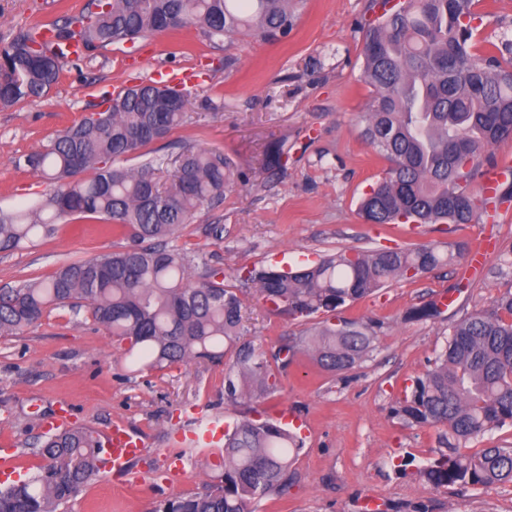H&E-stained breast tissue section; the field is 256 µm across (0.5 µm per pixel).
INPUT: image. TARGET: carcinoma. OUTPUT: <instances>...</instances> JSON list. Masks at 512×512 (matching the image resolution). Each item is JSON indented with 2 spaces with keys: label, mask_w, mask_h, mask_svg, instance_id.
Masks as SVG:
<instances>
[{
  "label": "carcinoma",
  "mask_w": 512,
  "mask_h": 512,
  "mask_svg": "<svg viewBox=\"0 0 512 512\" xmlns=\"http://www.w3.org/2000/svg\"><path fill=\"white\" fill-rule=\"evenodd\" d=\"M478 0H370L375 19L363 31V79L374 91L362 136L389 163L385 175L361 200L370 224H469L489 216L491 200L473 182L488 148L512 137V43H490L483 54L473 42L482 20ZM293 0H87L75 14L51 22L50 43L33 29H20L0 47V105L40 98L64 71V47L105 49L146 34L199 28L216 42L235 35H286ZM142 82L115 105L84 116L40 149L17 157L15 167L54 185L38 204L0 213V252L53 238L59 225L97 221L119 229L132 244L89 261L59 267L49 278L0 288V336L36 325L58 305L86 310L112 335L164 368L193 360H217L224 342L238 336L241 299L208 270L189 282L193 260L163 244L190 223L201 206L221 200L240 173L223 153L183 147L169 185L157 173L164 157L144 149L179 126L189 104L180 93L166 110L154 107L155 92ZM137 155L135 168L114 166ZM284 143L265 153L267 169H285ZM91 176L83 178V174ZM448 262L433 244L409 249L339 252L295 270L262 269L250 276L272 311L294 318L330 313L364 298L387 281L414 278ZM374 336L368 327L341 320L303 331L299 342L323 370L354 368ZM285 346L267 359L243 347L238 371L225 378L237 399L275 388L273 368L291 360ZM394 414L416 425H442L446 432L420 477L435 487L512 483V446H491L463 455L457 444L512 424V291L457 320L445 350L416 379ZM300 440L273 421L245 420L225 434L224 471L201 492L168 499L153 512H249V504L280 492ZM46 464L26 481L0 487V512H57L95 478L106 449L95 432L62 427L40 442Z\"/></svg>",
  "instance_id": "carcinoma-1"
}]
</instances>
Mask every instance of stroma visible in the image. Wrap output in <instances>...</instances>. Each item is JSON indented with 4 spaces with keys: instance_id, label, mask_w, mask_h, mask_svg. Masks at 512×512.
<instances>
[{
    "instance_id": "1",
    "label": "stroma",
    "mask_w": 512,
    "mask_h": 512,
    "mask_svg": "<svg viewBox=\"0 0 512 512\" xmlns=\"http://www.w3.org/2000/svg\"><path fill=\"white\" fill-rule=\"evenodd\" d=\"M86 0H0V45L22 28L78 11ZM369 0H296L288 36H233L211 43L185 29L119 43L69 62L50 92L0 107V212L31 204L49 182L13 161L55 138L82 115L105 104L113 87L167 82L184 75L190 95L185 123L152 143L165 156L191 144L223 152L246 174L214 204L200 207L170 238L193 259L194 282L205 269L223 271L239 288L240 334L222 361H193L163 370L134 365L118 341L87 312L58 307L38 325L0 337V442L12 448V479L35 475V449L58 416L106 436L124 424L145 443L131 468L139 483H117L101 470L67 512H151L160 501L197 492L223 471L222 438L237 422L278 420L303 440L283 492L252 501L251 512H512V483L437 488L417 472L440 448L441 430L392 413L404 389L423 376L445 347L451 324L512 290V222L485 224H369L361 198L388 163L361 137L373 95L362 78L363 34ZM477 43H512V0H480ZM288 147L285 171L264 167L267 145ZM490 235L497 254L482 273L465 279V255ZM118 231L71 223L45 243L0 252V288L51 276L61 265L127 246ZM436 244L453 259L415 279H395L334 313L294 319L273 313L246 277L263 268H296L339 251ZM448 294L440 318H410L412 308ZM372 324L370 352L353 369H320L298 345L302 330L338 318ZM288 345L294 357L273 392L230 401L226 374L239 348L273 353ZM210 428L208 448H184L185 429ZM183 475L172 482L173 457Z\"/></svg>"
}]
</instances>
